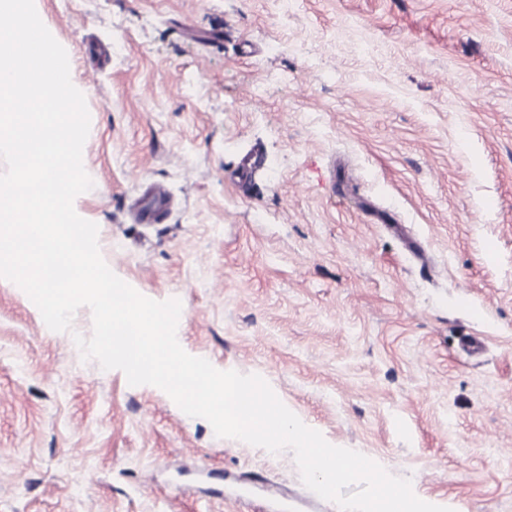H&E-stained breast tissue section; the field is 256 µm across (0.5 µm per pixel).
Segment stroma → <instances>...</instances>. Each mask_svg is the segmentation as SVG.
Wrapping results in <instances>:
<instances>
[{
	"label": "stroma",
	"mask_w": 512,
	"mask_h": 512,
	"mask_svg": "<svg viewBox=\"0 0 512 512\" xmlns=\"http://www.w3.org/2000/svg\"><path fill=\"white\" fill-rule=\"evenodd\" d=\"M35 7L90 113L74 208L185 350L423 501L512 512V0ZM77 333L0 281V512H339ZM170 199L166 188L160 184H153L137 205V217L141 224L161 223L169 209Z\"/></svg>",
	"instance_id": "obj_1"
}]
</instances>
